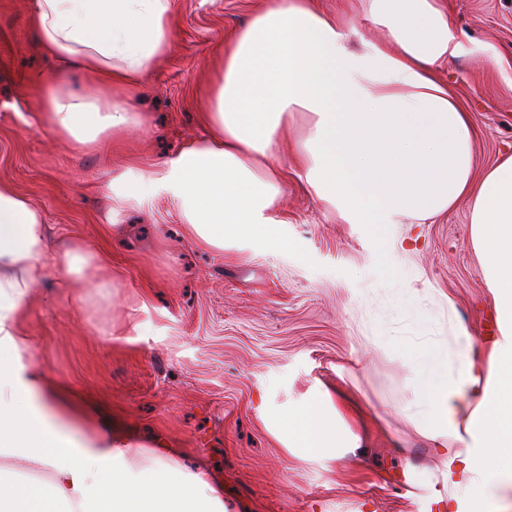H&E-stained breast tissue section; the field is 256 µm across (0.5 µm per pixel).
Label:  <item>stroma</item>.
<instances>
[{"instance_id":"1","label":"stroma","mask_w":512,"mask_h":512,"mask_svg":"<svg viewBox=\"0 0 512 512\" xmlns=\"http://www.w3.org/2000/svg\"><path fill=\"white\" fill-rule=\"evenodd\" d=\"M353 29L356 46L387 41L358 0H313ZM461 50L438 78L475 132L479 167L512 155V0H440ZM267 0H172L169 57L131 91L146 118L121 140L83 148L41 129L46 85L81 90L70 66L42 55L33 0H0V182L42 211L49 249L73 232L110 255L111 285L49 267L31 295L34 365L111 413L145 448L163 441L224 485L227 512H424L440 462L418 416L421 377L407 342L444 347L467 330L477 366L494 298L482 283L461 199L432 224L373 233L310 195L287 153L278 203L283 246L211 249L166 195L114 210L109 185L128 159L156 169L203 136L198 100L219 45ZM349 398L358 447L319 460L277 438L274 416L312 391Z\"/></svg>"}]
</instances>
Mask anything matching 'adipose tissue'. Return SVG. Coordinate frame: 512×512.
Listing matches in <instances>:
<instances>
[{
	"label": "adipose tissue",
	"instance_id": "adipose-tissue-1",
	"mask_svg": "<svg viewBox=\"0 0 512 512\" xmlns=\"http://www.w3.org/2000/svg\"><path fill=\"white\" fill-rule=\"evenodd\" d=\"M171 0H33L40 48L81 68L89 92L42 94L40 124L83 146L128 135L145 120L128 97L172 46ZM387 43L352 46L335 18L310 0H269L224 44L205 102V137L152 175L127 169L117 207L168 195L208 247L278 244L274 207L284 188L266 160L298 116L308 118L293 155L299 177L346 223L380 228L439 218L471 202V243L493 294L499 337L480 373L473 340L456 332L444 359L408 347L427 382L420 421L441 460L437 512H491L498 481L512 474V156L484 173L468 116L434 67L458 55L451 18L437 0H365ZM42 213L0 184V512H224V486L181 466L177 451L135 445L100 408L34 367L24 321L49 264L92 281L104 255L73 243L61 259L46 248ZM288 447L318 460L356 436L331 397L317 393L281 418Z\"/></svg>",
	"mask_w": 512,
	"mask_h": 512
}]
</instances>
